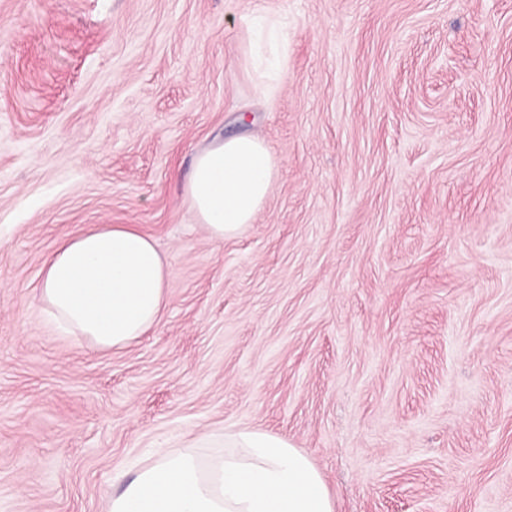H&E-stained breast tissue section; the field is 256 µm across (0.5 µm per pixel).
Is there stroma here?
<instances>
[{
  "mask_svg": "<svg viewBox=\"0 0 512 512\" xmlns=\"http://www.w3.org/2000/svg\"><path fill=\"white\" fill-rule=\"evenodd\" d=\"M246 131L277 176L216 241L186 181ZM93 224L172 264L121 350L41 299ZM242 427L335 512H512V0H0V512H108L153 449Z\"/></svg>",
  "mask_w": 512,
  "mask_h": 512,
  "instance_id": "1",
  "label": "stroma"
}]
</instances>
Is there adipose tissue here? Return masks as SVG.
I'll return each mask as SVG.
<instances>
[{
    "instance_id": "adipose-tissue-1",
    "label": "adipose tissue",
    "mask_w": 512,
    "mask_h": 512,
    "mask_svg": "<svg viewBox=\"0 0 512 512\" xmlns=\"http://www.w3.org/2000/svg\"><path fill=\"white\" fill-rule=\"evenodd\" d=\"M277 174L265 141L240 135L194 159L186 196L209 237L253 223ZM171 266L152 238L127 224H97L61 240L43 264L41 297L63 335L122 349L157 323ZM109 512H334L329 489L287 439L244 428L222 452L155 449Z\"/></svg>"
}]
</instances>
